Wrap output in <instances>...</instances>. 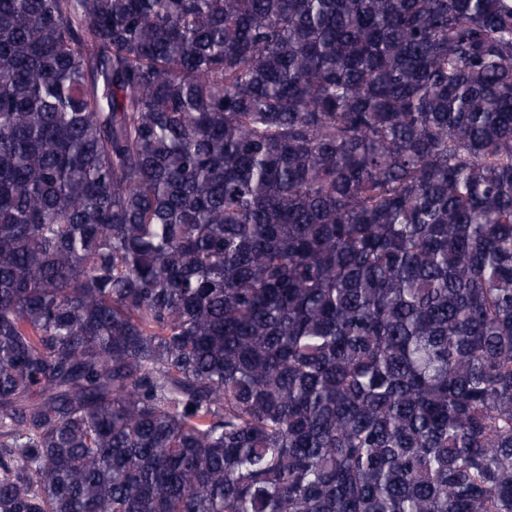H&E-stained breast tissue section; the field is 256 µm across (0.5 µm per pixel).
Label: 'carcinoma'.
Returning <instances> with one entry per match:
<instances>
[{"instance_id":"carcinoma-1","label":"carcinoma","mask_w":512,"mask_h":512,"mask_svg":"<svg viewBox=\"0 0 512 512\" xmlns=\"http://www.w3.org/2000/svg\"><path fill=\"white\" fill-rule=\"evenodd\" d=\"M0 512H512V0H0Z\"/></svg>"}]
</instances>
